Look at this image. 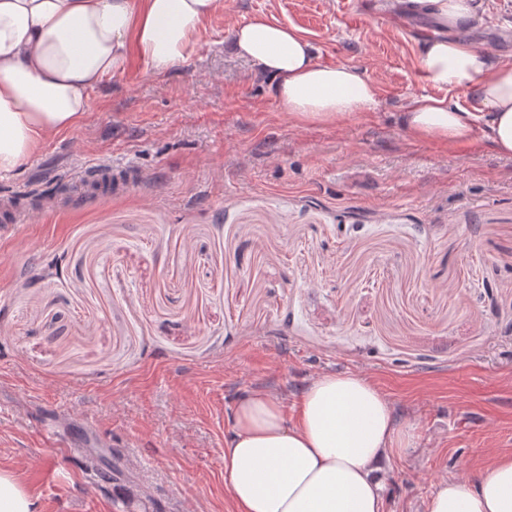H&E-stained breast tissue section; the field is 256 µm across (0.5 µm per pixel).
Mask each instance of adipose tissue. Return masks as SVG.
<instances>
[{"label": "adipose tissue", "instance_id": "ef3b65f1", "mask_svg": "<svg viewBox=\"0 0 512 512\" xmlns=\"http://www.w3.org/2000/svg\"><path fill=\"white\" fill-rule=\"evenodd\" d=\"M443 23L474 28L484 0H417ZM223 0H0V175L18 170L50 135L78 128L92 89L131 59L162 75L198 49ZM235 55L268 79L280 111L299 123H340L373 108L377 89L347 63L324 65L295 28L257 15L231 29ZM426 84L473 89L484 109L464 112L424 95L399 114L414 137L464 147L481 140L512 157V65L456 39L420 47ZM409 438L369 380L330 373L304 390L288 423L278 397L254 391L235 407L224 478L237 512H385L382 470ZM426 512H512V454L472 478L442 482Z\"/></svg>", "mask_w": 512, "mask_h": 512}]
</instances>
